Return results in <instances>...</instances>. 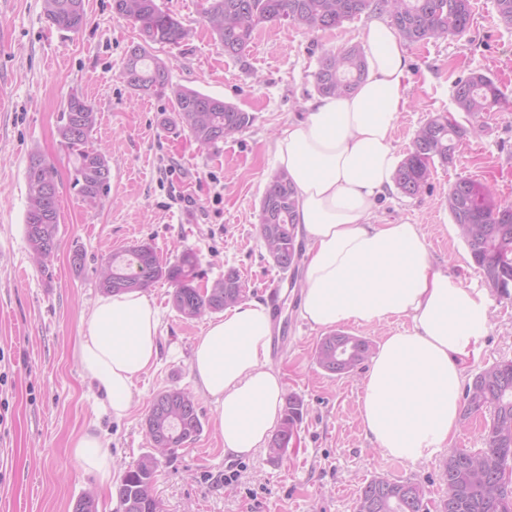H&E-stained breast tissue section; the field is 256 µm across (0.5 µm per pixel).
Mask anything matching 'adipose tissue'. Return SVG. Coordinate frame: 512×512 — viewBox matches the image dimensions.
I'll return each mask as SVG.
<instances>
[{
    "label": "adipose tissue",
    "mask_w": 512,
    "mask_h": 512,
    "mask_svg": "<svg viewBox=\"0 0 512 512\" xmlns=\"http://www.w3.org/2000/svg\"><path fill=\"white\" fill-rule=\"evenodd\" d=\"M362 40L367 75L356 90L310 102L273 152L292 179L296 222L309 242L302 319L320 330L410 321L372 356L360 419L385 454L428 460L456 437L465 364L490 327V310L485 290L434 267L420 225L370 219L395 186L391 131L406 105L410 59L388 17L371 20ZM159 327L140 291L103 295L89 314L77 359L114 417L126 414L135 380L155 364ZM272 333L268 309L250 300L210 321L195 345L192 369L216 405L227 455H252L281 419L285 382L268 365ZM73 448L83 469L108 485L107 444L87 431Z\"/></svg>",
    "instance_id": "obj_1"
}]
</instances>
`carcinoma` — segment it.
I'll return each instance as SVG.
<instances>
[{
    "instance_id": "1",
    "label": "carcinoma",
    "mask_w": 512,
    "mask_h": 512,
    "mask_svg": "<svg viewBox=\"0 0 512 512\" xmlns=\"http://www.w3.org/2000/svg\"><path fill=\"white\" fill-rule=\"evenodd\" d=\"M43 13L60 32H77L86 24L84 0H42ZM118 17L138 31L139 42L131 47L122 78L137 94L167 98L176 123L188 130L205 149L217 148L225 139L241 132L253 117L237 106L196 89L174 85L169 65L154 54V46H179L192 31L157 0H113ZM384 12L401 38L414 45L431 40L461 39L469 32L471 0H203L202 16L207 19L224 55L243 59L257 28L262 24L287 20L311 32L327 31L363 14ZM366 73L363 46L352 44L325 52L313 74L315 92L335 96L354 91ZM457 111L469 116L491 112L503 98L497 82L483 72H473L454 83ZM97 112L92 103L77 93L68 96L61 124L60 143L73 157L74 186L89 206L107 196L111 168L92 142ZM471 128L451 115H437L416 130L395 173L396 188L408 197L422 193L429 184L435 163L453 161L457 144L471 136ZM27 209L25 236L33 259L43 273H49L58 249L60 215L56 173L39 152L28 157L26 167ZM477 181L460 178L448 191L447 208L454 224H467L459 233L473 264L482 271L486 283L501 296L512 297V204L491 206L486 194L474 190ZM298 200L288 173L280 169L269 179L260 201L259 224L262 239L273 237L277 253L273 257L283 271L298 265L303 241L298 237L295 212ZM112 279L98 282L106 294L148 288L165 279L174 286V308L188 319L221 312L244 297L238 273L229 270L220 280L202 288L197 254L186 249L174 262L163 263L149 245L134 246L111 258ZM347 337L335 331L320 338L314 358L326 373L343 375L363 363L372 353L369 340L356 337L349 366L336 363V345ZM490 411L486 447L481 449L485 469L480 477L471 474L466 458L470 449L453 448L442 464L444 478L454 489L451 499L437 504L439 512H512V498L500 480L512 461V360L496 362L479 371L467 386L462 416ZM305 407L301 397H284L279 431L297 430ZM154 453L141 456L123 474L117 497L123 512H160L154 494L159 458L195 440L203 430L197 398L190 392L171 388L157 393L144 421ZM406 483L375 477L360 490L356 512H422L423 490L415 496L404 493Z\"/></svg>"
}]
</instances>
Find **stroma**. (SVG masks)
<instances>
[{"label":"stroma","mask_w":512,"mask_h":512,"mask_svg":"<svg viewBox=\"0 0 512 512\" xmlns=\"http://www.w3.org/2000/svg\"><path fill=\"white\" fill-rule=\"evenodd\" d=\"M158 2L194 32L180 46L155 50L170 61L172 83L253 117L218 149L199 148L188 132L166 124L167 99L128 88L121 71L138 36L115 14L112 0H84L85 26L65 36L50 27L42 0H0V512H72L86 492L96 495L99 512H121L115 484L150 451L144 420L152 398L170 388L198 390L191 356L210 317H182L166 280L147 288L161 318L159 358L135 380L127 415L111 417L100 410L75 356L101 295L97 270L113 253L140 243L151 244L165 262L189 248L206 281L232 269L246 299H261L283 275L259 231L260 201L278 169L270 145L304 118L323 52L360 42L368 22L363 15L315 33L287 21L265 24L238 61L225 57L205 26L201 0ZM472 6L466 37L410 46L406 105L392 142L404 153L415 130L442 112L479 132L458 144L452 163L436 165L421 196L388 193L372 219L421 225L434 265L481 288L485 281L456 233L446 196L466 177L483 184L494 202L512 203V28L498 21L494 0H472ZM474 71L493 77L504 97L494 111L470 117L456 111L452 94L454 82ZM73 91L91 100L93 137L111 166L110 192L94 208L74 189L72 163L56 134ZM35 150L54 164L59 186V249L47 276L33 262L24 231L26 166ZM77 250L84 254L79 271L71 266ZM299 312L298 302H285L288 342L270 357L287 392L307 407L295 447L276 460L263 448L248 458L225 456L215 406L200 398L202 433L160 461L155 494L162 512H355L360 488L375 477L419 484L432 504L442 497V457L397 460L366 436L359 416L366 366L341 377L326 374L314 359L322 332ZM490 312L466 379L512 359V299L491 293ZM86 431L112 450L110 486H101L73 455V440ZM230 472L236 479L228 484Z\"/></svg>","instance_id":"35a3bbf8"}]
</instances>
